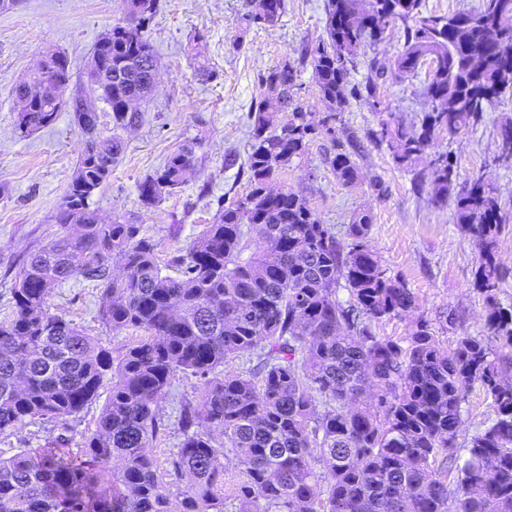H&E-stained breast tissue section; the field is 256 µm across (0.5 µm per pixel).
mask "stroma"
Masks as SVG:
<instances>
[{"instance_id": "1", "label": "stroma", "mask_w": 512, "mask_h": 512, "mask_svg": "<svg viewBox=\"0 0 512 512\" xmlns=\"http://www.w3.org/2000/svg\"><path fill=\"white\" fill-rule=\"evenodd\" d=\"M123 0H22L0 10V316L11 309V287L24 257L47 243L56 230L52 220L72 179L82 135L74 115L61 110L55 122L28 136L16 128L19 103L14 88L48 53H64L70 65L66 96L89 92L88 69L94 46L123 17ZM325 0H285L275 26L245 27L243 15L254 0H159L148 30L158 58L154 93L139 109L140 122L117 132L112 114L101 100L93 105L103 136L120 134L126 148L108 181L95 193L91 206L105 221L120 219L140 225L142 235L167 258L211 223L224 193L243 196L247 181L227 155L248 153V113L259 99V75L291 58L303 41L319 37L325 22ZM212 75L203 78L198 64ZM431 70L423 63L413 77L386 75L379 84L382 104L373 108L351 100L338 114L337 128L352 133L359 144L360 178L351 186L339 183L326 161L324 138L310 141L305 153L280 169L272 179L277 189L303 192L322 223L344 234L355 212L373 216L370 245L389 274L416 299L415 314L428 320L441 345L454 348L462 336L487 342L512 381V347L504 346L487 324L485 297L473 286L479 252L471 236L454 221L452 203L435 201L431 188L415 189L416 171L396 166L386 146L371 133L381 119L407 126L419 124L430 102L423 93ZM512 119V90L501 95L476 127L441 132L440 152H450L458 180L483 171L507 214L498 242V258L512 269V162L493 164L501 121ZM185 147L195 154L186 183L158 204L144 206L137 186L159 172L169 156ZM382 190H375L374 180ZM210 193L199 197L201 185ZM101 290L97 283L74 276L51 292L49 305L102 345L121 351L140 332L111 331L101 321ZM102 407L93 402L67 423L37 420L12 435L0 436V456L24 448H43L58 436L69 447L80 445L81 432L93 429ZM494 416L490 399L473 388L462 406L457 438L466 448L472 435Z\"/></svg>"}]
</instances>
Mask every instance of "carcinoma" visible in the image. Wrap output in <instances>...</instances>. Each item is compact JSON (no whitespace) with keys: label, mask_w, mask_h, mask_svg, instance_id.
<instances>
[{"label":"carcinoma","mask_w":512,"mask_h":512,"mask_svg":"<svg viewBox=\"0 0 512 512\" xmlns=\"http://www.w3.org/2000/svg\"><path fill=\"white\" fill-rule=\"evenodd\" d=\"M124 4L125 19L94 49L98 73L88 74L121 129L140 121L128 103L151 94L147 64L158 65L147 35L158 0ZM284 7L258 0L243 20L272 26ZM419 8L420 0H327L323 35L260 75L263 92L249 112L248 192L166 263L173 275L139 226L106 223L91 208L123 142L101 135L85 99L64 100L66 58L48 54L15 87L27 103L17 113L21 134L52 125L67 104L83 143L54 216L58 230L23 262L11 313L0 320V435L35 419L65 423L99 397L104 380L111 388L80 448L0 458V512H224L228 502L235 512H512V383L486 345L461 336L449 351L422 317L404 346L376 336V324L414 309L415 299L370 246L371 212L356 213L341 239L303 192L265 193L324 125L336 178L345 186L358 179L357 144L336 128L337 114L362 96L380 109L376 61L365 83L350 77L357 57L383 40L386 21L405 22L394 73L408 77L430 62L425 94L435 104L418 126L381 120L374 138L397 166L414 167L440 132L479 124L512 86V0H481L474 13L446 17ZM308 66L326 107L319 118L297 98ZM273 99L287 113L283 122L270 110ZM428 166L436 200L453 201L455 223L479 250L474 284L488 326L511 346L512 306L496 299L509 271L498 259L506 217L494 190L457 182L446 152ZM193 167L192 150L174 153L138 184L142 204L176 192ZM114 263L123 274L113 273ZM77 274L100 283L105 325L146 336L114 357L51 312L53 288ZM236 359L240 371H218ZM180 373L200 378V398L179 400L181 441L162 466L153 454L168 428L159 403ZM476 386L494 418L461 455L462 404ZM226 448L243 467L236 483L224 478Z\"/></svg>","instance_id":"1"}]
</instances>
